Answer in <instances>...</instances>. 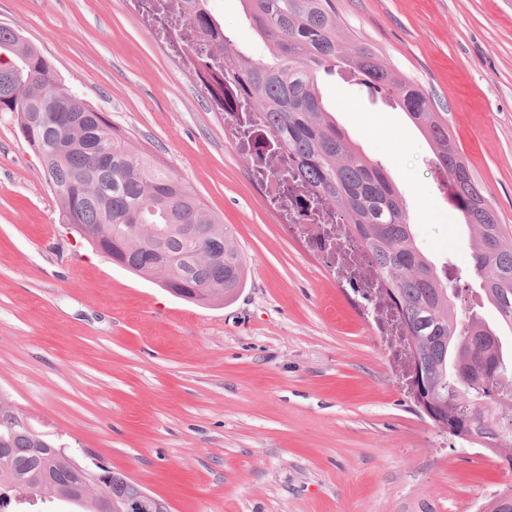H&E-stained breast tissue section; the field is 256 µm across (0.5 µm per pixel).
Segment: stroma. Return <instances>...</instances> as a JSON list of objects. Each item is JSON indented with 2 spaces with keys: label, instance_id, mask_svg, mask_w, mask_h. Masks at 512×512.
I'll list each match as a JSON object with an SVG mask.
<instances>
[{
  "label": "stroma",
  "instance_id": "stroma-1",
  "mask_svg": "<svg viewBox=\"0 0 512 512\" xmlns=\"http://www.w3.org/2000/svg\"><path fill=\"white\" fill-rule=\"evenodd\" d=\"M429 95L512 242V0H333ZM234 49L264 58L242 0H209ZM84 100L160 158L247 262L199 305L113 264L59 219L39 156L0 112V392L38 433L127 473L169 512H481L512 485L499 457L416 407L351 289L282 224L224 136L191 65L130 0H0ZM345 137L405 198L453 305L497 328L471 268L473 230L401 109L343 70L319 74Z\"/></svg>",
  "mask_w": 512,
  "mask_h": 512
}]
</instances>
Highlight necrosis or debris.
Listing matches in <instances>:
<instances>
[{
  "label": "necrosis or debris",
  "mask_w": 512,
  "mask_h": 512,
  "mask_svg": "<svg viewBox=\"0 0 512 512\" xmlns=\"http://www.w3.org/2000/svg\"><path fill=\"white\" fill-rule=\"evenodd\" d=\"M147 26L157 35L171 28L179 29L180 40L172 44L173 53L181 54L198 42L183 10L182 0H132ZM224 133L251 159L252 170L258 179L266 202L281 212L290 233L302 238L308 248L336 274L338 281L351 288L360 305L372 315L379 336L386 339L395 351H402L399 329L386 316L378 291V276L372 259L358 243L346 237L330 210L301 214L297 202L305 198L306 189L294 174L293 163L286 154H279L274 163H266L267 151L260 143L265 132L248 124L241 106H233L224 114Z\"/></svg>",
  "instance_id": "necrosis-or-debris-1"
}]
</instances>
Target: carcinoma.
<instances>
[{
    "label": "carcinoma",
    "mask_w": 512,
    "mask_h": 512,
    "mask_svg": "<svg viewBox=\"0 0 512 512\" xmlns=\"http://www.w3.org/2000/svg\"><path fill=\"white\" fill-rule=\"evenodd\" d=\"M190 24L209 38L228 67L202 63L201 78L224 109V82L271 135L273 149L294 157L308 187L302 208L325 207L343 219L344 233L374 257L386 310L398 323L416 406L453 428L451 436L499 456L512 451V355L477 317L457 316L448 276L424 256L411 232L407 204L384 169L345 137L324 108L317 73L346 68L384 93L428 139L448 194L475 232L473 269L502 327L512 330V244L496 210L448 132V123L417 84L397 76L366 43L344 40L331 0H243L246 17L264 38L267 60L224 49L229 42L208 0H192ZM0 112L42 162L61 223L114 264L173 295L207 305L243 286V256L223 222L183 182L126 131L79 97L47 59L15 30L0 26ZM200 232L191 241L190 230ZM143 488L122 471L80 460L33 431L0 394V512L12 493L28 502L57 498L98 512L107 496L118 506Z\"/></svg>",
    "instance_id": "carcinoma-1"
}]
</instances>
